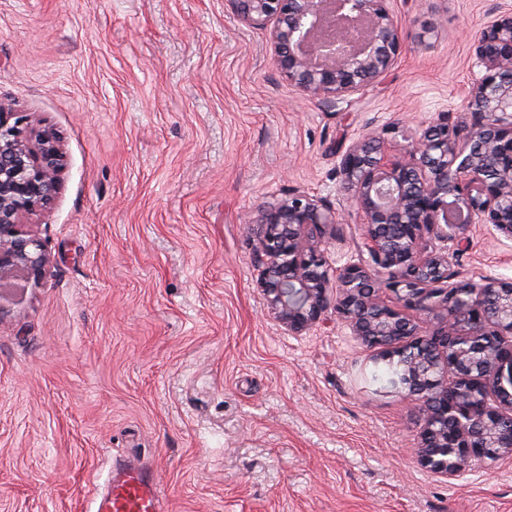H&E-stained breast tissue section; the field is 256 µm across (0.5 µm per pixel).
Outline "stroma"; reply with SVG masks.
I'll return each mask as SVG.
<instances>
[{"instance_id": "stroma-1", "label": "stroma", "mask_w": 512, "mask_h": 512, "mask_svg": "<svg viewBox=\"0 0 512 512\" xmlns=\"http://www.w3.org/2000/svg\"><path fill=\"white\" fill-rule=\"evenodd\" d=\"M391 7L397 64L329 107L225 0H0V97L69 159L36 227L51 272L0 320V512H90L130 463L162 512H512V458L419 469L414 404L335 317L300 336L267 317L244 232L294 188L339 202L367 131L459 107L512 0ZM457 263L512 280V242L472 225Z\"/></svg>"}]
</instances>
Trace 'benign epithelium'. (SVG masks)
<instances>
[{
  "label": "benign epithelium",
  "mask_w": 512,
  "mask_h": 512,
  "mask_svg": "<svg viewBox=\"0 0 512 512\" xmlns=\"http://www.w3.org/2000/svg\"><path fill=\"white\" fill-rule=\"evenodd\" d=\"M268 32L273 64L299 93L336 105L381 81L402 49L390 0H226ZM481 76L456 112L420 125L401 148L392 121L352 141L336 174L346 205L291 189L247 217L270 318L301 336L336 313L421 415L415 456L450 482L512 456V280L465 278L454 256L474 224L512 241V9L480 29ZM0 97V316L42 284L50 254L31 218L50 217L68 165L57 135L14 119ZM358 224L359 258L336 267V225Z\"/></svg>",
  "instance_id": "1"
}]
</instances>
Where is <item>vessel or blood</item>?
Returning <instances> with one entry per match:
<instances>
[{
	"mask_svg": "<svg viewBox=\"0 0 512 512\" xmlns=\"http://www.w3.org/2000/svg\"><path fill=\"white\" fill-rule=\"evenodd\" d=\"M95 512H161V508L148 473L139 467H129L110 480Z\"/></svg>",
	"mask_w": 512,
	"mask_h": 512,
	"instance_id": "vessel-or-blood-1",
	"label": "vessel or blood"
}]
</instances>
